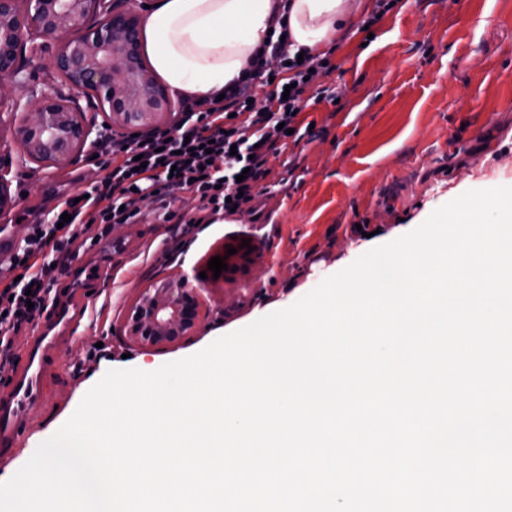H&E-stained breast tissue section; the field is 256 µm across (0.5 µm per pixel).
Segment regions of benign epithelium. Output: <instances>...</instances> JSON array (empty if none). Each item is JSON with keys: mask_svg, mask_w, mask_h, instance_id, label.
I'll list each match as a JSON object with an SVG mask.
<instances>
[{"mask_svg": "<svg viewBox=\"0 0 512 512\" xmlns=\"http://www.w3.org/2000/svg\"><path fill=\"white\" fill-rule=\"evenodd\" d=\"M56 45L50 66L79 94L97 98L112 124L135 134L173 108L169 88L144 62L141 16L109 0H0V74L38 77L39 66L22 64L26 44ZM16 86L0 85V112L19 110ZM90 124L64 95H47L35 112H23L16 128L29 158L66 167L81 156ZM185 275L142 289L123 331L142 349L174 344L194 333L208 309Z\"/></svg>", "mask_w": 512, "mask_h": 512, "instance_id": "obj_1", "label": "benign epithelium"}]
</instances>
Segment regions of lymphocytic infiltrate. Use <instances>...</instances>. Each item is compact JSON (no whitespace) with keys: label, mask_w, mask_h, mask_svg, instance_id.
Returning <instances> with one entry per match:
<instances>
[{"label":"lymphocytic infiltrate","mask_w":512,"mask_h":512,"mask_svg":"<svg viewBox=\"0 0 512 512\" xmlns=\"http://www.w3.org/2000/svg\"><path fill=\"white\" fill-rule=\"evenodd\" d=\"M334 70L323 56L297 58L289 40L266 42L244 77L224 90L223 99L180 102L174 127L130 136L101 128L93 141L105 175L87 188L86 198H59L44 218L29 225L9 263L18 282L0 283V369L20 359L14 339L47 316L59 296L61 275L87 243L108 236L112 225L137 218V203L149 198L160 210L178 248L190 247L199 225L249 210L256 194L270 192V156L289 142L312 137L301 113L309 81H318L316 100L335 101L339 93L328 78ZM266 86L254 101L255 85ZM144 168H137L136 158ZM198 199L193 215L174 210L179 194ZM70 214L62 222V214Z\"/></svg>","instance_id":"obj_1"}]
</instances>
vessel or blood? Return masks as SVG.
Here are the masks:
<instances>
[{
    "label": "vessel or blood",
    "instance_id": "vessel-or-blood-1",
    "mask_svg": "<svg viewBox=\"0 0 512 512\" xmlns=\"http://www.w3.org/2000/svg\"><path fill=\"white\" fill-rule=\"evenodd\" d=\"M89 312L90 301L83 289L71 288L61 294L37 335L27 341L7 383L0 385V461L9 459L19 446L32 423L33 405L47 412L57 405L61 360L81 342Z\"/></svg>",
    "mask_w": 512,
    "mask_h": 512
}]
</instances>
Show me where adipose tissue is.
Wrapping results in <instances>:
<instances>
[{"label":"adipose tissue","mask_w":512,"mask_h":512,"mask_svg":"<svg viewBox=\"0 0 512 512\" xmlns=\"http://www.w3.org/2000/svg\"><path fill=\"white\" fill-rule=\"evenodd\" d=\"M361 0H289L283 23L296 46L323 54L358 21ZM274 0H155L145 52L174 98L207 100L248 69L267 41Z\"/></svg>","instance_id":"obj_1"}]
</instances>
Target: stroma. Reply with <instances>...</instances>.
Masks as SVG:
<instances>
[{"instance_id": "obj_1", "label": "stroma", "mask_w": 512, "mask_h": 512, "mask_svg": "<svg viewBox=\"0 0 512 512\" xmlns=\"http://www.w3.org/2000/svg\"><path fill=\"white\" fill-rule=\"evenodd\" d=\"M52 55L49 47L35 52L43 70L20 95L25 110L44 95L71 94L49 65ZM331 60L341 101L305 108L316 136L271 158L274 176L287 183L276 195H256L253 214L201 225L181 254L145 199L139 223L116 225L80 250L79 260L110 265L112 278L91 287L93 316L83 342L64 358L59 407L35 416V429L0 464V476L19 470L108 370L152 372L193 355L298 301L466 191L512 186V0H408L385 16L373 37L344 33ZM18 121L12 114L0 121V156L10 160L5 182L15 199L0 211V222L26 209L52 208L59 196L103 176L86 155L66 168L29 160L16 138ZM355 224L364 225L365 235L352 234ZM244 240L252 263L203 292L213 313L194 335L147 351L127 341L124 317L141 288L192 274L221 245ZM100 341L111 346L112 360L87 361Z\"/></svg>"}]
</instances>
